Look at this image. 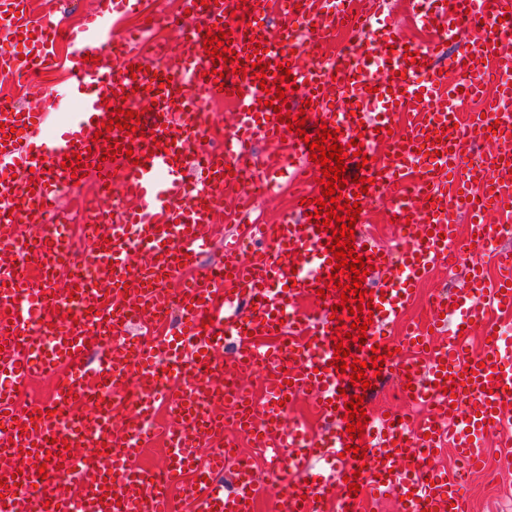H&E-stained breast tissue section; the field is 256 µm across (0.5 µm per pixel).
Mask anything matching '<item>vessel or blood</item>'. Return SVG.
<instances>
[{
	"label": "vessel or blood",
	"mask_w": 512,
	"mask_h": 512,
	"mask_svg": "<svg viewBox=\"0 0 512 512\" xmlns=\"http://www.w3.org/2000/svg\"><path fill=\"white\" fill-rule=\"evenodd\" d=\"M237 3L218 0L206 7L201 0H184L202 25L231 30L236 58L267 63V80H276L279 63L289 62L297 89L285 97L291 112L309 115L308 135H315L313 122L322 118L338 131L340 144L361 138L367 154L379 144L392 146L391 182L411 181L412 196L424 209L422 231L401 255L372 245L363 232L355 234L364 258L387 276L382 292L372 295L373 323L359 359L369 360L372 348L382 344L386 324L403 320L421 273L439 262L457 265L463 245L487 246L498 277L485 283L482 272L467 265L468 287L433 297L427 325L408 323L406 347L425 352V360L391 357L385 366L395 369L398 385L412 384L416 403L428 415L416 425L393 415L371 416L362 439L367 466L359 493L350 495L346 479L355 460L345 453L350 438L342 416L345 395L357 389L349 376L331 368L337 325L332 314L341 292L316 297L321 277L332 268L333 254L324 247L330 233L317 231L306 207L293 203L291 217L263 230L273 250L260 251L246 264L239 235L247 230L248 214L236 200H227L225 208L237 233L219 243L210 228L217 192L246 166L258 172L265 192L297 179L309 183L303 196L313 199L321 194L313 182L318 165L298 134L279 127L272 107H259V85L232 74L220 86L202 78L213 67L202 35L158 12L154 0H100L99 9L72 32L66 76L50 91L45 109L0 113V122L15 130L14 137L0 136V221L8 224L14 243L0 257V476L8 483L0 493V512H179L185 503L193 512H250L265 485L242 466L236 443L223 441L228 416L266 449L272 473L283 482L288 512H364L370 492L400 497L401 512H470L461 472L482 463L487 434L496 435L501 455L512 456V337L494 335L489 324L492 316L512 315V252L496 245L505 220L512 218V125L488 130L490 119L512 107V84L486 93L505 31L493 23L467 36L459 56L448 60L455 80L427 73L446 41L459 35L461 12L489 9L499 15L506 0H431L418 12L430 33L420 45L397 38L390 14L379 7L358 21L345 16L337 0H305L300 15L277 8L279 40L255 51L250 38L267 33L266 4L254 0V19L246 27L231 16ZM135 16L150 19L151 30L168 31L170 41L183 47L180 65L149 45L130 43L127 23ZM56 26L55 19L29 16L24 0H0V46L6 49L0 65L17 76L33 64L55 66ZM343 26L361 31L370 43L335 73L317 50ZM17 42L24 46L20 57L7 52ZM409 50L416 52V64L407 63ZM89 54L99 64L86 62ZM133 65L138 73H130ZM107 84L114 97H104ZM224 86L241 92L222 96ZM333 90L347 111H336V102L328 100ZM419 95L447 103L452 115L467 101L479 103L481 111L433 144L421 114L410 109ZM220 97L233 108L232 131L218 152L194 154L185 141L196 131L195 106ZM69 99L79 102V112L45 136ZM113 108L140 112L147 134L113 130L119 149L110 162L103 160L94 133ZM381 127L386 135H378ZM256 139L279 144L278 161L251 152ZM465 139L474 153L470 160L458 150ZM72 152L103 173L117 174L125 188L111 211L94 215L82 231L88 242L82 259L99 273L93 281L55 274L69 228L53 218L61 198L76 188L62 166ZM479 190L486 197L481 204L474 200ZM36 210L51 223L39 233L42 248L32 251L21 221ZM463 213L471 219L466 239L459 236ZM217 248L224 253L223 273L185 282V267ZM158 275L182 286L181 322L161 341L143 315H125L134 307L144 314L160 302V289L149 285ZM301 296L316 298L315 314L299 311ZM207 316L213 320L208 327ZM477 327L488 337L479 353L466 338ZM229 338L239 355L227 367L220 353ZM256 363L271 371L257 408L244 383ZM227 369L234 374L231 389L202 396L210 377ZM45 375L56 378L46 412L14 416L20 390ZM131 382L141 401L135 412L123 414L107 391ZM304 393L335 420L334 432L319 435L285 425L281 401ZM168 402L174 416L166 467L155 472L121 466V459L136 457L151 442L152 415L157 404ZM118 414L119 428L113 424ZM445 444L459 468L427 465L428 451ZM316 455L344 463L309 483L307 463ZM227 466L236 483L230 494L214 478ZM41 468L46 478H38Z\"/></svg>",
	"instance_id": "1"
}]
</instances>
